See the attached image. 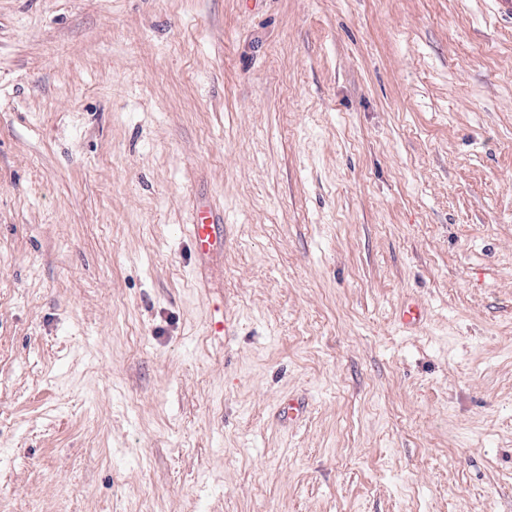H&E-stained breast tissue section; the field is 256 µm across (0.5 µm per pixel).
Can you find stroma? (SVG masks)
<instances>
[{"instance_id": "1", "label": "stroma", "mask_w": 512, "mask_h": 512, "mask_svg": "<svg viewBox=\"0 0 512 512\" xmlns=\"http://www.w3.org/2000/svg\"><path fill=\"white\" fill-rule=\"evenodd\" d=\"M0 512H512V19L0 0ZM187 229L200 254H209L214 245L224 250V225L219 224L211 212L201 215L196 224H188Z\"/></svg>"}]
</instances>
